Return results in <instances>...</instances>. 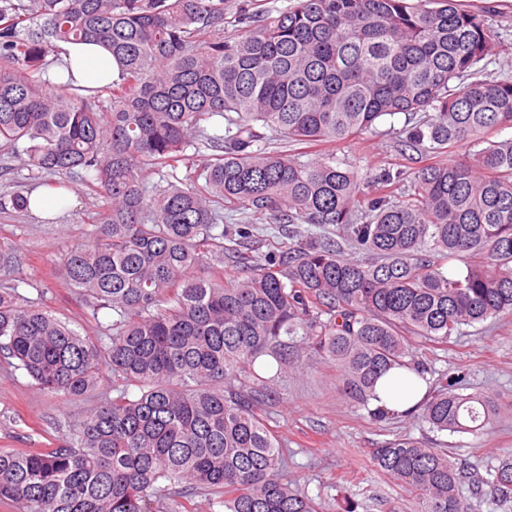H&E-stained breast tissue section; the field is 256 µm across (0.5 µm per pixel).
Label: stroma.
<instances>
[{
    "label": "stroma",
    "mask_w": 512,
    "mask_h": 512,
    "mask_svg": "<svg viewBox=\"0 0 512 512\" xmlns=\"http://www.w3.org/2000/svg\"><path fill=\"white\" fill-rule=\"evenodd\" d=\"M295 0H224V37L244 36L251 15L276 17ZM460 8L483 14L496 41L512 44V0H458ZM404 115L386 119L352 142L338 145L336 162L358 179L381 169L413 170L400 155L406 136ZM17 159L0 151V249H12L13 273L0 271V289H14L20 303L50 311L69 321L84 336H100L115 323L117 313L93 311L77 289L59 277L65 255L86 243L94 227L92 217L101 200L86 195L78 179L69 184L76 194L74 206L54 220L17 213L7 203L14 191L41 186ZM241 214L224 218L225 253H207L195 273L213 271L236 275L234 253L278 260L295 243L277 225L263 224L250 242H241L236 229ZM413 355L423 361L429 380L463 375V392L487 390L495 394L501 412L488 431L479 435L437 432L418 416L376 420L367 409L344 399L336 389V369L313 365L305 375H282L276 399L266 408L267 424L288 448V477L300 492L324 504L327 512H340L344 496L358 501L357 512H412L409 495L375 466L371 451L400 435L430 440L448 448L456 458L486 466L512 455V316L490 318L462 329L461 336L439 345L415 339ZM113 391L108 384L85 396L65 399L40 389L24 371L0 358V451L45 448L70 436L85 412Z\"/></svg>",
    "instance_id": "stroma-1"
}]
</instances>
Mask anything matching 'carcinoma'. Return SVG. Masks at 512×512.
I'll list each match as a JSON object with an SVG mask.
<instances>
[{
  "label": "carcinoma",
  "instance_id": "obj_1",
  "mask_svg": "<svg viewBox=\"0 0 512 512\" xmlns=\"http://www.w3.org/2000/svg\"><path fill=\"white\" fill-rule=\"evenodd\" d=\"M431 3L296 0L226 40L210 38L224 0H0V147L21 149L34 175L94 174L87 187L107 206L59 274L93 311L120 316L108 339L91 338L0 290V356L66 398L109 372L121 386L56 447L0 452V500L17 512H152L162 487L181 485L210 489V512H324L288 481L257 360L333 365L339 393L367 408L379 376L424 370L410 338L446 344L512 314V138H486L512 129V80L481 78L477 65L502 52L482 15ZM84 41L116 67L85 97L42 78L57 44ZM226 112L235 133L209 134ZM397 114L410 122L406 148L478 150L416 168L405 202L390 173L373 178L365 216L360 182L335 156L254 149L268 130L340 145ZM198 139L213 154L193 166ZM150 170L166 185L148 186ZM226 210L245 214L244 238L267 222L333 224L347 247L312 234L275 265L251 256L230 279L198 277L203 254L224 250L214 230ZM445 258L466 272H443ZM461 380L427 390L418 411L431 428L473 434L493 421L495 396L461 394ZM374 463L417 512H473L465 486L512 502L509 458L483 474L401 436Z\"/></svg>",
  "mask_w": 512,
  "mask_h": 512
}]
</instances>
